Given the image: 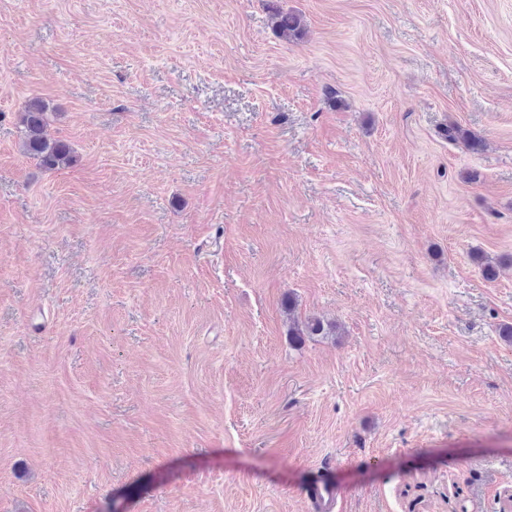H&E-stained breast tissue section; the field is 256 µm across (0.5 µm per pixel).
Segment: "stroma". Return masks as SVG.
<instances>
[{
    "instance_id": "obj_1",
    "label": "stroma",
    "mask_w": 512,
    "mask_h": 512,
    "mask_svg": "<svg viewBox=\"0 0 512 512\" xmlns=\"http://www.w3.org/2000/svg\"><path fill=\"white\" fill-rule=\"evenodd\" d=\"M505 324L512 0H0V512H501ZM272 9L271 20L278 35L288 42L300 39L303 32L302 18L277 7ZM48 106L38 97L29 99L20 113L22 147L45 170H57L70 165L73 152L62 140H50L44 133ZM442 135L449 143H462L470 152L478 153L484 148V142L472 135L468 130L456 123L448 124L443 129ZM336 332V326L324 324L317 318L307 319L306 321L293 320L290 326L289 336H328Z\"/></svg>"
}]
</instances>
